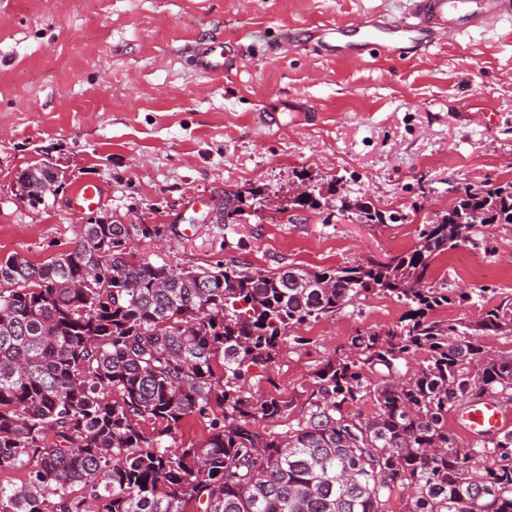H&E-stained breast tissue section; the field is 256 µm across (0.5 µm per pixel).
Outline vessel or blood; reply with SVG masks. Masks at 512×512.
I'll return each instance as SVG.
<instances>
[{
    "instance_id": "obj_1",
    "label": "vessel or blood",
    "mask_w": 512,
    "mask_h": 512,
    "mask_svg": "<svg viewBox=\"0 0 512 512\" xmlns=\"http://www.w3.org/2000/svg\"><path fill=\"white\" fill-rule=\"evenodd\" d=\"M512 15V0H413L408 13L398 21L370 20L355 29L347 39V29L325 25L316 39L299 41V48L339 58H354L362 52L388 57L429 51L448 37L471 27L484 26L489 18ZM199 71L217 75L225 69L224 44L211 42L198 55ZM464 429L485 437L512 424V415L490 400L469 402L458 409Z\"/></svg>"
}]
</instances>
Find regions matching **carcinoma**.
I'll list each match as a JSON object with an SVG mask.
<instances>
[{
  "label": "carcinoma",
  "mask_w": 512,
  "mask_h": 512,
  "mask_svg": "<svg viewBox=\"0 0 512 512\" xmlns=\"http://www.w3.org/2000/svg\"><path fill=\"white\" fill-rule=\"evenodd\" d=\"M22 200L46 204L35 164ZM363 224L395 217L358 200ZM512 224V185L466 186L389 261L252 270L156 263L128 248L159 224L80 225L74 246L35 264L0 258V512H512V430L469 442L448 412L487 396L512 401V298L480 316L436 320L468 293L432 282L435 261L479 245V225ZM373 294L408 311L384 332L359 330L314 372L307 407L281 433L263 421L289 402L245 390L292 329ZM421 359H416L417 355ZM417 366L405 376L399 367ZM371 401L364 418L351 411ZM207 423L182 446L188 417ZM178 442L184 445H199L207 436L205 426L194 418H187L182 421L178 431Z\"/></svg>",
  "instance_id": "carcinoma-1"
}]
</instances>
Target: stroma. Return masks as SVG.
<instances>
[{
    "instance_id": "stroma-1",
    "label": "stroma",
    "mask_w": 512,
    "mask_h": 512,
    "mask_svg": "<svg viewBox=\"0 0 512 512\" xmlns=\"http://www.w3.org/2000/svg\"><path fill=\"white\" fill-rule=\"evenodd\" d=\"M408 9L409 0H0V257L48 261L81 224L107 216L163 225L136 251L174 266L319 269L410 250L454 189L512 183V17L404 63L295 46L313 24L358 26ZM213 38L245 48L220 76L197 71L192 57ZM275 40L283 50L267 51ZM264 109L282 111V126L266 128ZM40 159L62 186L33 207L15 181ZM89 182L103 203L77 211L75 190ZM301 185L317 209H293ZM228 193L242 211L223 220ZM343 199L402 219L360 223ZM483 232L487 248L462 249L477 271L449 252L435 282L512 297V224ZM406 311L371 296L302 326L304 344L285 337L274 369L252 368L245 385L294 403L266 431L294 423L333 350Z\"/></svg>"
}]
</instances>
